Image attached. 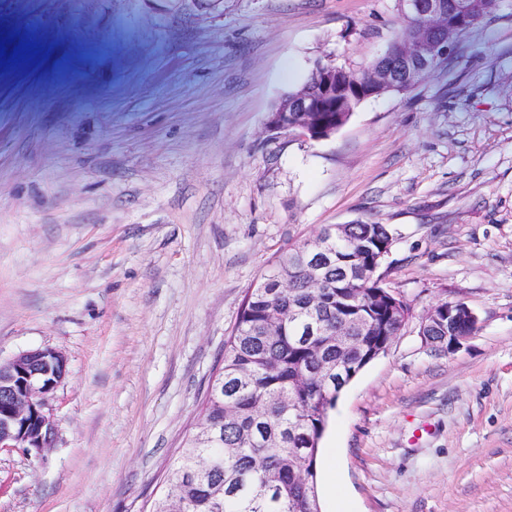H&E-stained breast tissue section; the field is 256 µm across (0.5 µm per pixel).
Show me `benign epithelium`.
<instances>
[{"instance_id":"benign-epithelium-1","label":"benign epithelium","mask_w":512,"mask_h":512,"mask_svg":"<svg viewBox=\"0 0 512 512\" xmlns=\"http://www.w3.org/2000/svg\"><path fill=\"white\" fill-rule=\"evenodd\" d=\"M406 31L390 49L368 66L353 70L332 59L314 63V80L300 90L285 96L269 113L268 130L285 133L302 142L320 141L336 133L357 106L367 98L388 92H403L428 76L438 60L448 56L453 42L461 35L472 13L475 0H400ZM335 112L331 122L320 123V114ZM346 225L327 224L311 239L303 241L308 286L314 288L325 279L332 259L326 243L342 240ZM391 245L383 243L378 251H370L366 264L351 261L342 265L345 291L361 282V275L370 280L383 279L382 259ZM387 316L406 322L403 298L387 293ZM455 325L478 328V317L465 304L434 307L422 321L420 335L443 324V317ZM67 374L65 356L52 348L24 351L5 363L0 362V449L19 450L28 456H40L54 441L56 419L47 398Z\"/></svg>"}]
</instances>
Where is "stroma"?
Listing matches in <instances>:
<instances>
[{
	"label": "stroma",
	"mask_w": 512,
	"mask_h": 512,
	"mask_svg": "<svg viewBox=\"0 0 512 512\" xmlns=\"http://www.w3.org/2000/svg\"><path fill=\"white\" fill-rule=\"evenodd\" d=\"M403 27L399 0H0L40 47L0 67V360L67 359L52 446L0 451V512H147L247 291L356 221L394 231L410 315L330 413L322 512H512V0L330 138L266 127L316 59ZM458 300L477 331L431 350Z\"/></svg>",
	"instance_id": "obj_1"
}]
</instances>
